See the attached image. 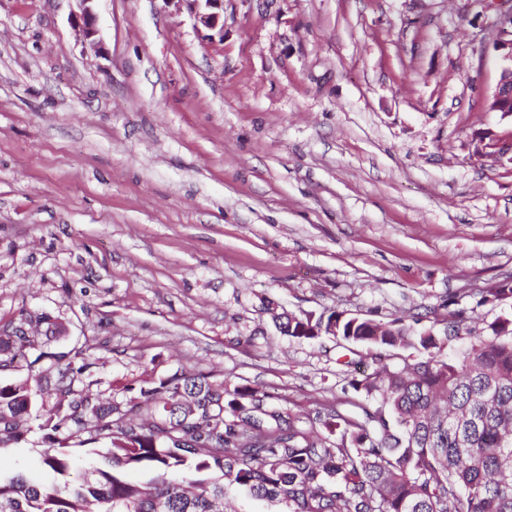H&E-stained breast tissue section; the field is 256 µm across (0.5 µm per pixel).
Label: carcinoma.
I'll use <instances>...</instances> for the list:
<instances>
[{"label":"carcinoma","instance_id":"carcinoma-1","mask_svg":"<svg viewBox=\"0 0 512 512\" xmlns=\"http://www.w3.org/2000/svg\"><path fill=\"white\" fill-rule=\"evenodd\" d=\"M506 298L502 282L480 304ZM273 319L291 338L333 327L367 347L375 368L350 386L377 407L360 419L329 405L305 426L267 392L182 369L105 399L83 351L51 350L63 324L23 313L1 325L0 372L28 374L0 382V447L38 429L52 479L0 475V512H224L229 485L283 512H512V314L464 329L457 311L440 335L336 310ZM462 329L466 347L444 354ZM390 348L418 358L390 365ZM91 456L92 477L73 481Z\"/></svg>","mask_w":512,"mask_h":512}]
</instances>
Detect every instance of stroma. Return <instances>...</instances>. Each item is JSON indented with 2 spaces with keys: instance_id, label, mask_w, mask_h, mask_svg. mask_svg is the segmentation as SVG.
Instances as JSON below:
<instances>
[{
  "instance_id": "1",
  "label": "stroma",
  "mask_w": 512,
  "mask_h": 512,
  "mask_svg": "<svg viewBox=\"0 0 512 512\" xmlns=\"http://www.w3.org/2000/svg\"><path fill=\"white\" fill-rule=\"evenodd\" d=\"M0 0V324L45 313L99 389L177 369L337 403L367 349L272 311L443 329L512 311V159L477 135L512 0ZM39 432L0 471L49 481Z\"/></svg>"
}]
</instances>
